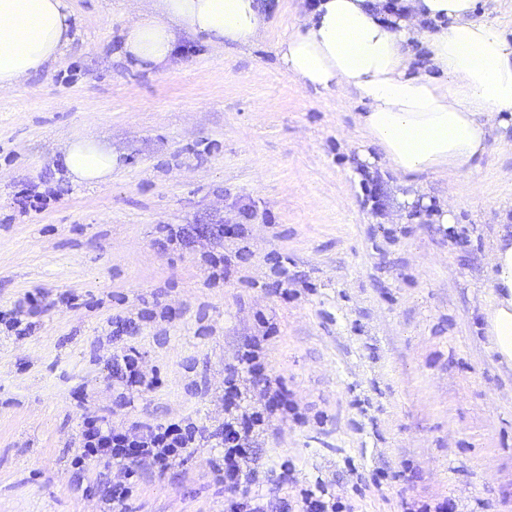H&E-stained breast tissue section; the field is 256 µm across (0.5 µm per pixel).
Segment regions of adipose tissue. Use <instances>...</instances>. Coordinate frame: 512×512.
Returning <instances> with one entry per match:
<instances>
[{
  "instance_id": "adipose-tissue-1",
  "label": "adipose tissue",
  "mask_w": 512,
  "mask_h": 512,
  "mask_svg": "<svg viewBox=\"0 0 512 512\" xmlns=\"http://www.w3.org/2000/svg\"><path fill=\"white\" fill-rule=\"evenodd\" d=\"M384 0H316L299 10L276 54L291 79L320 91L345 85L365 109L356 124L382 152L400 186L419 176L479 169L493 130L512 112V38L496 22L474 19L476 0H402V15ZM67 0H0V92L56 63L72 41ZM439 24L427 41L428 62L413 70L409 46L424 22ZM266 29L258 0H157L123 27V55L134 66H171L179 31L248 48ZM76 183L111 180L118 160L94 139L63 153ZM493 289L485 334L501 368L512 370V224H501L490 254Z\"/></svg>"
}]
</instances>
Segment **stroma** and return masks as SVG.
Returning a JSON list of instances; mask_svg holds the SVG:
<instances>
[{
    "mask_svg": "<svg viewBox=\"0 0 512 512\" xmlns=\"http://www.w3.org/2000/svg\"><path fill=\"white\" fill-rule=\"evenodd\" d=\"M265 2L254 46L184 33L158 72L116 55L153 0H72L63 58L0 93V512H108L123 469L79 459L84 419L104 415L202 434L166 472L140 462L126 512H224L210 433L254 341L296 407L245 461L270 476L264 500L320 481L350 512H512V375L481 314L512 222V127L479 172L423 176L404 207L393 172L362 160L380 150L355 93L300 85L276 57L300 0ZM76 139L117 154L110 182L66 177ZM130 347L141 386L112 379Z\"/></svg>",
    "mask_w": 512,
    "mask_h": 512,
    "instance_id": "1",
    "label": "stroma"
}]
</instances>
